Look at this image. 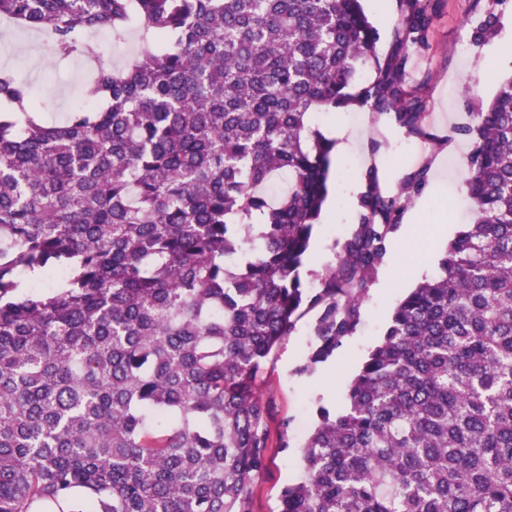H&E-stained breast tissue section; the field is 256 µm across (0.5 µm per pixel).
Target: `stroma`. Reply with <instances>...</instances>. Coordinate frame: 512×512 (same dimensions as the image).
<instances>
[{
    "mask_svg": "<svg viewBox=\"0 0 512 512\" xmlns=\"http://www.w3.org/2000/svg\"><path fill=\"white\" fill-rule=\"evenodd\" d=\"M429 19L426 40L407 44L409 57L406 88L422 103L425 136L417 137L366 108L326 113L322 126L353 134L365 130L361 146L335 155L333 207L325 208L305 259L302 277L317 287L337 262L343 240L358 218L357 205L347 201L356 175L367 170V159L382 156L376 173L383 191L414 201L408 176L425 164H438L436 188L425 203L416 238H395L393 255L370 284L362 302L361 321L336 354L313 371L303 366L314 343L315 311L299 319L295 331L284 337L262 368L261 384L270 403L267 424L278 430L288 422L287 449L271 451L269 468L253 488L255 512H278L282 489L301 475L298 449L308 436L318 407L339 408L347 385L368 352L382 339L392 309L408 289L432 278L444 248L470 214L448 207L450 188H463L469 175L471 140L456 134V127L472 123L494 96L502 78L512 75V0H419ZM499 16L494 33L476 44L469 57H460L456 42L472 36L487 12ZM0 67L27 80L39 103L42 118L62 122L81 94L86 78L80 59L46 61L43 39L33 33L7 29L0 24Z\"/></svg>",
    "mask_w": 512,
    "mask_h": 512,
    "instance_id": "35a3bbf8",
    "label": "stroma"
}]
</instances>
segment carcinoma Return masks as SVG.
Masks as SVG:
<instances>
[{"label": "carcinoma", "mask_w": 512, "mask_h": 512, "mask_svg": "<svg viewBox=\"0 0 512 512\" xmlns=\"http://www.w3.org/2000/svg\"><path fill=\"white\" fill-rule=\"evenodd\" d=\"M399 2L382 56L361 0H0V21L95 62L60 124L0 69V512H254L288 447L262 366L304 306L302 371L354 334L406 204L368 170L308 291L334 147L316 115L422 131L403 48L428 22ZM102 29L143 48L105 65ZM460 133L473 221L396 302L346 405L319 408L280 512H512V76Z\"/></svg>", "instance_id": "1"}]
</instances>
